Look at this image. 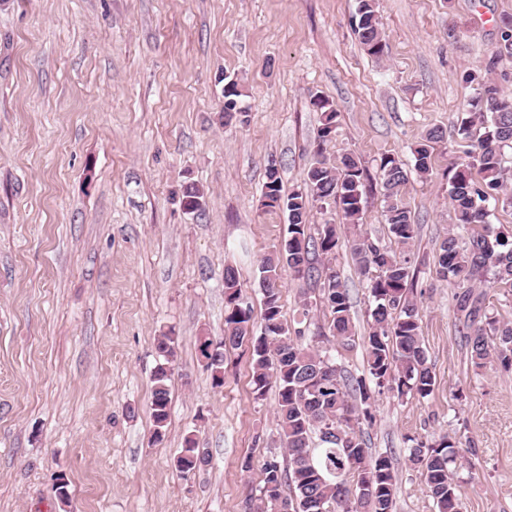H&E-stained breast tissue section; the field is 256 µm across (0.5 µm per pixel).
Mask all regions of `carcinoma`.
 <instances>
[{
	"mask_svg": "<svg viewBox=\"0 0 512 512\" xmlns=\"http://www.w3.org/2000/svg\"><path fill=\"white\" fill-rule=\"evenodd\" d=\"M355 32L368 55L380 58L386 43L375 10V0H358ZM242 91L238 82L224 84V117L241 116ZM311 104L322 114L304 188L282 192L276 168L266 169L264 194L267 208L287 215V236L281 249L259 266L262 293L260 330H254L252 309L242 306L238 276L224 269V338L218 344L206 340L200 352L216 384L224 382V348L251 342L253 390L256 398L276 384L277 430L286 462L276 458L261 468L259 495L245 501V512H395L398 472L387 453H374L363 439L361 425L372 424L374 394L383 389L400 396L426 398L433 392L435 377L421 344L419 311L414 294L417 272L399 250L416 238L418 226L401 198L407 182L402 161L392 154L379 163L384 189V216L389 242L373 240L358 228L363 212L364 169L351 154L333 165L325 155L336 133L337 112L328 99L316 96ZM469 116L458 133L474 143L465 162L449 169L448 198L456 226L466 235L448 230L439 245L437 276L459 288L456 315L466 329L464 338L470 361L476 368L495 361L512 370V321L488 313L484 301L472 293L474 283L492 275L512 286V238L481 233L472 228L485 224L491 200L512 205L508 187L512 170L504 165V150L512 148V99L503 98L490 82H483L469 103ZM441 139L428 131L413 150L415 170L424 178L433 172V144ZM339 208L349 230L352 259L365 278L373 299L370 329L359 338L352 332L349 293L332 265L339 245L340 227L325 224L314 237L308 233L314 204ZM188 213L204 209V193L189 185L182 193ZM295 276L322 283L320 304L327 322L319 327L312 343L302 344L305 330L284 322L280 271L283 266ZM362 340L366 351L365 371L357 376L336 362L335 347L351 349ZM164 358L152 376L150 410L155 434L161 435L169 419V381L165 364L174 355V337L157 338ZM457 442L443 436L431 444L416 443L410 458L424 476L427 493L437 512H462L454 468L462 459ZM201 449L192 438L176 459L184 477L196 472Z\"/></svg>",
	"mask_w": 512,
	"mask_h": 512,
	"instance_id": "1",
	"label": "carcinoma"
}]
</instances>
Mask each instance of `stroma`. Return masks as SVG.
I'll return each instance as SVG.
<instances>
[{
    "label": "stroma",
    "mask_w": 512,
    "mask_h": 512,
    "mask_svg": "<svg viewBox=\"0 0 512 512\" xmlns=\"http://www.w3.org/2000/svg\"><path fill=\"white\" fill-rule=\"evenodd\" d=\"M386 41L369 56L357 0H0V512H244L261 465L280 454L278 390L252 393L251 347L224 352L215 384L198 346L224 338V269L260 313L258 268L287 224L263 205L268 160L284 192L304 185L319 126L312 95L338 112L326 155L366 169L362 229L388 241L382 156L408 172L418 226L408 255L421 342L435 375L425 399L376 396L372 450L401 478L396 512H434L408 460L411 439L443 435L463 454L462 512H512V372L474 371L455 290L435 272L454 223L446 172L483 75L512 97V56H496L512 0H375ZM236 80L247 122L224 121ZM431 179L411 150L429 129ZM203 190L186 213L184 186ZM335 266L357 335L369 293L347 241ZM288 325L323 324L317 283L281 271ZM175 339L170 418L150 415L156 339ZM210 456L181 478L186 438ZM250 470H243V463ZM69 501L53 492L58 475Z\"/></svg>",
    "instance_id": "1"
}]
</instances>
